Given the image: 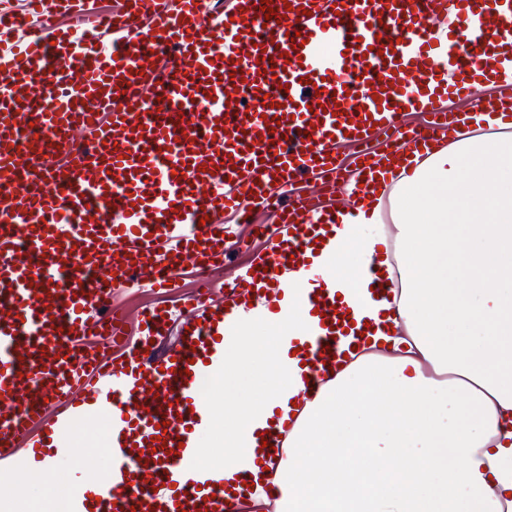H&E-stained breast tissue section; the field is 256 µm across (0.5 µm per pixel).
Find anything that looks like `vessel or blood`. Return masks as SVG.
I'll list each match as a JSON object with an SVG mask.
<instances>
[{
  "label": "vessel or blood",
  "instance_id": "1",
  "mask_svg": "<svg viewBox=\"0 0 512 512\" xmlns=\"http://www.w3.org/2000/svg\"><path fill=\"white\" fill-rule=\"evenodd\" d=\"M24 4L0 13V476L68 453L106 416L112 473L92 491L74 483L71 512H243L256 489L276 493L273 476L243 464L230 484L199 463L197 388L224 365L226 329L252 304L278 313L288 275L364 209L366 187L340 201L327 181L339 143L360 175L448 142L464 115L430 95L512 123V99L486 93L512 63V0ZM451 10L459 24L438 36L429 22ZM302 176L320 202L281 204ZM261 207L278 212L259 228L264 251L215 297L225 218L247 224ZM186 271L198 287L176 312L112 302L118 288L169 291ZM298 301L311 399L368 329L342 292L303 288ZM173 325L178 345L145 355ZM281 418L264 432L273 464L288 454Z\"/></svg>",
  "mask_w": 512,
  "mask_h": 512
}]
</instances>
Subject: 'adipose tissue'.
I'll use <instances>...</instances> for the list:
<instances>
[{
  "label": "adipose tissue",
  "instance_id": "obj_1",
  "mask_svg": "<svg viewBox=\"0 0 512 512\" xmlns=\"http://www.w3.org/2000/svg\"><path fill=\"white\" fill-rule=\"evenodd\" d=\"M372 257L398 275L396 300L365 299ZM314 273L370 323L375 351L288 429L280 512H512V130L462 132L373 173L362 224L343 222L300 282ZM307 331L296 304L239 312L200 449L225 480L233 449L257 447L269 412L297 401L288 348Z\"/></svg>",
  "mask_w": 512,
  "mask_h": 512
}]
</instances>
